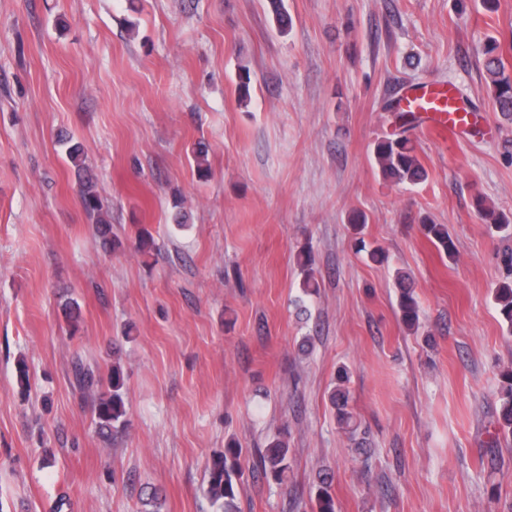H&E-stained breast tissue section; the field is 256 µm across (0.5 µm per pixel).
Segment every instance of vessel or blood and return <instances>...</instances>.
Segmentation results:
<instances>
[{
  "label": "vessel or blood",
  "mask_w": 512,
  "mask_h": 512,
  "mask_svg": "<svg viewBox=\"0 0 512 512\" xmlns=\"http://www.w3.org/2000/svg\"><path fill=\"white\" fill-rule=\"evenodd\" d=\"M403 109L425 119L424 127L440 139L455 141L480 123V114L471 112L455 91L443 86H412L402 94Z\"/></svg>",
  "instance_id": "b4317fda"
}]
</instances>
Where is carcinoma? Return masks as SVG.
<instances>
[{"mask_svg":"<svg viewBox=\"0 0 512 512\" xmlns=\"http://www.w3.org/2000/svg\"><path fill=\"white\" fill-rule=\"evenodd\" d=\"M268 3L277 29L282 33L287 32L291 27V18L285 8L284 0H268ZM484 56L490 97L502 117L512 121V77L505 74L500 42L494 38L488 40L484 48ZM374 155L382 176L387 180L418 185L427 179V172L415 153V146L402 132H393L377 139L374 144ZM67 157L75 168L78 179L77 193L83 208L89 217L95 219L98 238L103 248L110 252L115 247L112 241V224L102 212L103 205L89 174L83 146L79 143L68 146ZM475 208L484 223L497 232L512 235V218L507 214L485 206L481 198L476 199ZM421 231L447 259H455L456 246L447 225L424 220ZM132 248L141 254L156 250L152 233L146 226H138ZM297 262L304 271V294L308 297L316 296L319 285L310 269V252L301 251L297 256ZM397 284L400 289L398 308L401 322L407 329L416 332L420 327L419 303L410 286L409 275L405 272L399 273ZM494 299L506 325L507 333L512 335V268L509 269L506 279L496 288ZM348 382V371L339 370L337 385L331 391L329 400L335 410L337 425L345 434L351 449L357 454H364L367 452V430L362 426L361 419L350 408ZM73 383L82 397L93 401L95 427L100 437L108 440L112 432L126 427L127 411L123 399L125 380L121 366H112V372L108 378V390L105 391L103 379L98 370L77 361L73 369ZM498 400L499 431L505 440L512 441V366L503 368L499 373ZM288 453L289 448L284 440V433L278 432L268 441L265 448L258 451L252 468L259 471L267 481L283 485L287 482L291 469ZM241 455L242 448L237 442L231 440L225 444L224 451L212 457L207 468L208 495L213 502L222 503L224 512H239L238 486L245 475ZM333 483L334 474L330 470L318 471L314 497L315 512H336V500L332 494Z\"/></svg>","mask_w":512,"mask_h":512,"instance_id":"carcinoma-1","label":"carcinoma"}]
</instances>
